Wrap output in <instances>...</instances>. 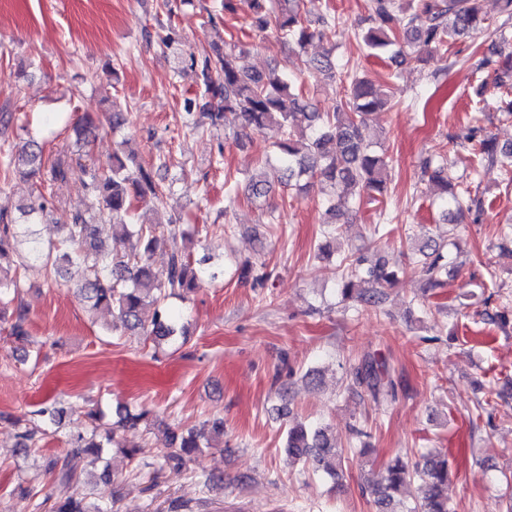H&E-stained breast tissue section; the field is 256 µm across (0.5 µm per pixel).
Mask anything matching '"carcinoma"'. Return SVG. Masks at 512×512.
<instances>
[{"instance_id":"carcinoma-1","label":"carcinoma","mask_w":512,"mask_h":512,"mask_svg":"<svg viewBox=\"0 0 512 512\" xmlns=\"http://www.w3.org/2000/svg\"><path fill=\"white\" fill-rule=\"evenodd\" d=\"M303 0H245L249 9V27L259 33L274 30L276 36L302 52L318 34L319 28L336 24V16L327 13L312 21L302 12ZM369 0L368 27L359 38L368 52L395 48L390 59L413 52L418 55L439 52L445 54L456 40L489 27L481 0ZM245 52L241 42L229 44L224 51L188 55L189 66L198 72L201 90L184 102L187 127L197 130L204 126L218 128L224 114L231 111L240 119L241 129L260 133L275 126L280 138L273 143L279 165L249 180L250 198L266 197L276 184L292 186L306 177L331 189L342 186L354 192V199L364 196H384L388 192L392 164L385 154L371 150V136L366 117L383 109L389 95L381 85L360 76L348 65H338L330 56L307 61L311 71L343 90V96L332 112H323L306 96L302 81L277 69L265 74L245 72L238 65ZM485 64L494 67V84L498 88L512 85V53H498ZM75 143L86 145L96 130V123L83 119L71 126ZM125 142L112 154L107 168L94 164L79 165L84 186L99 203L94 211L76 212L63 225L64 237L59 242L45 243L34 237L31 226L50 210L49 200L41 193L21 204L17 213L0 212V291L17 286L18 270L29 260L39 261L52 275H63L72 264L89 271L85 282L77 289L82 301L94 309L107 308L117 312L121 327L129 331L142 330L155 341L174 342L179 333V316L169 309V299L181 298L194 289L199 271L194 267L185 245L186 234L174 224L163 226L167 234L168 254L166 276L158 279L151 270V259L158 244L157 228L129 220L133 202H163L151 169L141 164L134 153L126 152ZM470 157L499 166L512 177V144L498 146L496 138L486 128L478 126L464 146ZM422 176L441 191V207L445 215L458 211L481 210L479 195L462 205L455 191L464 175L448 170V163L432 157L420 163ZM17 174L27 181L38 182L43 173V143L30 135L13 146L5 156L3 175ZM349 210V199L331 196L327 199L328 223L337 224ZM122 229L120 242L135 240L129 257L107 252L101 236L107 230ZM427 285H442L441 277L448 272V256L443 246L429 238L418 248ZM341 273L340 295L343 300H355L374 305L382 301L380 287L391 283L395 273L388 270L385 260L378 259L362 267L359 259L345 263ZM154 306L150 327L141 323L144 306ZM28 312L19 305L12 315V334L21 342L29 341L26 324ZM351 387L360 388L376 401L395 400L396 389L390 379L386 362L367 354L350 372ZM45 428L21 425L20 446L34 448L47 435V427L61 423L63 410L54 403L44 402L32 411ZM148 412L119 414V422L106 429L100 437L102 415L87 413L91 427L72 435V450L64 458H50L45 472L52 475L56 497L51 512H102L87 502L79 491L80 476L102 462L108 445L119 448L131 460L143 465L145 450L125 446L116 439L120 429L134 426ZM224 435V421L214 419L192 428L180 436L173 435V446L159 449L167 463L183 465L187 458L202 448L213 447L216 438ZM284 451L292 463L310 464L316 471L330 477L344 459L343 450L336 447L332 428L328 424L296 425L288 428ZM448 485V455L430 451L414 464L396 456L376 478L369 482L370 496L376 512H400L398 495L417 490L413 507L406 512H451L445 490Z\"/></svg>"}]
</instances>
